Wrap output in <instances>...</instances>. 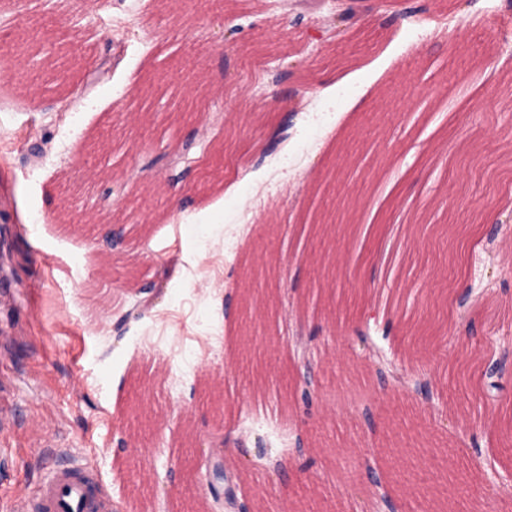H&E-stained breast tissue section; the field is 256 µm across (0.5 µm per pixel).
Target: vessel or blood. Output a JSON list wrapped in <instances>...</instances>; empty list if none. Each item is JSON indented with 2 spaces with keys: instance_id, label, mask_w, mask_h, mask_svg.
<instances>
[{
  "instance_id": "vessel-or-blood-1",
  "label": "vessel or blood",
  "mask_w": 512,
  "mask_h": 512,
  "mask_svg": "<svg viewBox=\"0 0 512 512\" xmlns=\"http://www.w3.org/2000/svg\"><path fill=\"white\" fill-rule=\"evenodd\" d=\"M29 512H112L93 460L53 472L40 486Z\"/></svg>"
}]
</instances>
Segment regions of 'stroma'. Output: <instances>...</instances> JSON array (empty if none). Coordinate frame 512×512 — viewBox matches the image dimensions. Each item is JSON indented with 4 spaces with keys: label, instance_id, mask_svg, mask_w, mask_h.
Returning a JSON list of instances; mask_svg holds the SVG:
<instances>
[{
    "label": "stroma",
    "instance_id": "1",
    "mask_svg": "<svg viewBox=\"0 0 512 512\" xmlns=\"http://www.w3.org/2000/svg\"><path fill=\"white\" fill-rule=\"evenodd\" d=\"M343 33L333 0H210L189 12L173 0H13L0 34L35 14L50 22L75 67L45 91L23 62H0V504L32 495L53 468L93 459L112 512H181L193 477L185 450L218 430L245 449L291 446L274 426L299 413L298 321L319 324L310 362L323 389L298 429L326 449L307 473L244 471L240 492L260 512H364L369 457L402 512H512L467 463L512 434V406L485 410L459 350L512 341V269L498 241L466 240L463 268L431 231L438 203L457 193L480 223L512 228V191H487L469 160L480 152L512 170V0H351ZM283 74L275 92L263 74ZM222 88L201 118L142 95L196 96L195 78ZM293 119L288 140L260 168L270 127ZM112 129V151L92 136ZM165 155L164 193L146 165ZM120 189L138 258L104 255L59 220L63 185ZM356 199L334 233L313 218ZM234 251H227V241ZM108 266L112 310L87 315L85 283ZM159 298L125 334L115 324L146 286ZM479 300L460 315L458 296ZM272 294L275 313L244 334L243 292ZM392 320L385 355L418 378L429 372L441 405L379 384L356 340L368 308ZM151 408L127 412L138 386Z\"/></svg>",
    "mask_w": 512,
    "mask_h": 512
}]
</instances>
